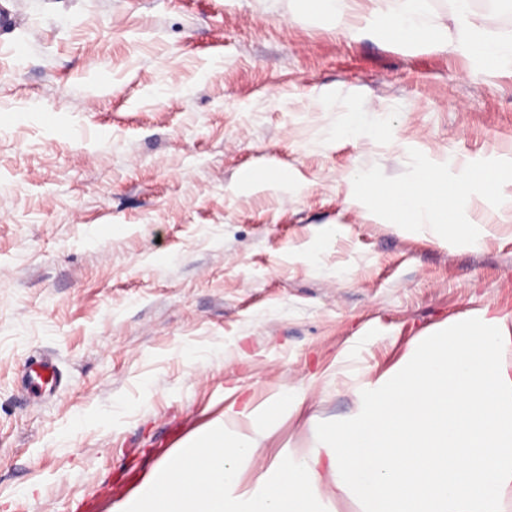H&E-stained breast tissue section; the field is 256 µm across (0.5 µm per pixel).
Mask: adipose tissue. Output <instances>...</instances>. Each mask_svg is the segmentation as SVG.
Here are the masks:
<instances>
[{
  "label": "adipose tissue",
  "instance_id": "1",
  "mask_svg": "<svg viewBox=\"0 0 512 512\" xmlns=\"http://www.w3.org/2000/svg\"><path fill=\"white\" fill-rule=\"evenodd\" d=\"M452 12L463 39L490 67L512 64V32L489 38L473 21V0H451ZM427 0H403L401 11L386 21L391 35L404 42L447 46V32L424 22ZM351 202L371 200L383 221L413 227L431 225L444 243L478 245L486 233L480 224L460 223L475 188L511 205L506 181L495 169L480 175L464 172L449 179L445 170L424 168L403 183L372 180L360 171L349 175ZM301 399L282 388L260 404L234 397L195 441L190 451L162 462L139 494L126 502L123 512H321L317 489L330 465L320 454L281 456L257 465L261 442L280 419L295 410ZM236 431H228V424ZM255 464L256 481L243 486L240 467Z\"/></svg>",
  "mask_w": 512,
  "mask_h": 512
}]
</instances>
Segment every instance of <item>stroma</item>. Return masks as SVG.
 Segmentation results:
<instances>
[{"label": "stroma", "mask_w": 512, "mask_h": 512, "mask_svg": "<svg viewBox=\"0 0 512 512\" xmlns=\"http://www.w3.org/2000/svg\"><path fill=\"white\" fill-rule=\"evenodd\" d=\"M3 7L0 512H117L234 386L303 391L261 448L313 454L439 327L512 325V208L474 199L471 248L347 199L355 169L512 172V65L399 42L402 0H362L354 36L313 0ZM356 112L389 126L339 137ZM250 170L298 188L242 192ZM41 353L60 382L24 398Z\"/></svg>", "instance_id": "1"}]
</instances>
